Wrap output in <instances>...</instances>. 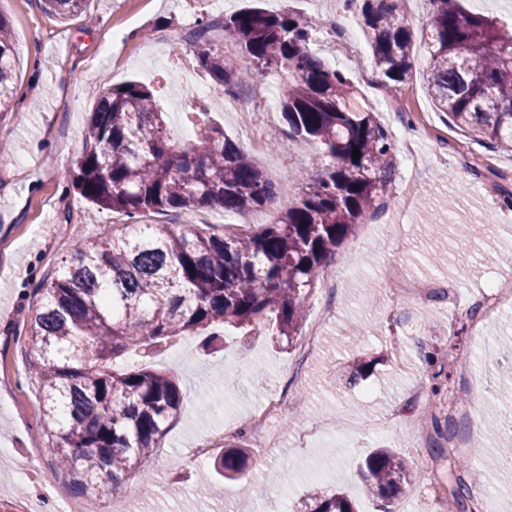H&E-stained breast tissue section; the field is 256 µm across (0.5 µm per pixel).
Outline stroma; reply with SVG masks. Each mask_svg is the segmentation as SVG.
I'll return each mask as SVG.
<instances>
[{
  "label": "stroma",
  "mask_w": 512,
  "mask_h": 512,
  "mask_svg": "<svg viewBox=\"0 0 512 512\" xmlns=\"http://www.w3.org/2000/svg\"><path fill=\"white\" fill-rule=\"evenodd\" d=\"M243 0H88L85 16L59 21L43 0H0L18 49L13 111L0 113V140L23 150L0 164V502L23 512H67L68 481L53 472L51 444L37 408L40 384L27 364L35 353L26 334L40 299L34 288L58 271L74 250L98 237L123 216L89 205L68 174L78 159L86 118L104 82L138 80L154 87L173 130L186 128L194 101L190 83L213 87L191 53L189 32L206 22V42L235 57L224 39V17ZM269 10L294 9L317 25L311 49L331 68L358 85L367 104L392 99L377 118L396 145L394 181L387 204L358 225L320 271L306 301L304 328L328 311L317 345L301 374L294 350L275 347L264 330L250 338L223 327L222 348L203 352L195 336L163 347L148 360L178 378L184 396L161 448L145 470L125 481L123 494L102 495L101 512L113 502L125 512H285L313 488H342L360 512H377L364 498L357 464L385 444L410 461L426 465L427 480L412 477L403 496L408 512H434V497L449 498V471L458 458L462 480L480 487L484 499L467 500L452 512H512V416L495 402L502 375L512 369V308L488 322L473 338L465 314L489 284H512V152L473 143L449 125L426 86L428 49L424 37L432 16L430 0H405L416 39L413 68L404 81L381 86L364 82L374 73L371 49L358 9L344 0H265ZM283 84L274 72L255 75L237 91L241 109L221 106L213 114L239 147L253 155L278 187L277 206L244 214L220 207L193 212L148 214L144 223L175 233L194 229L229 234L231 225L258 231L303 195L300 172L311 169L314 145L291 140L280 100ZM368 362L369 373L347 385L350 360ZM443 364L467 408L448 420L434 410L435 364ZM286 389L289 399L273 422L276 444L254 447L241 494L231 482L212 478L200 495L191 481L209 466L221 444L251 428L266 394ZM300 421L318 426L307 447L295 444ZM458 435L468 452L449 447ZM208 450L191 461L199 444ZM34 447L49 489L31 486L20 453ZM184 478V488H168ZM285 496H278V489Z\"/></svg>",
  "instance_id": "35a3bbf8"
}]
</instances>
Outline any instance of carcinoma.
<instances>
[{"mask_svg": "<svg viewBox=\"0 0 512 512\" xmlns=\"http://www.w3.org/2000/svg\"><path fill=\"white\" fill-rule=\"evenodd\" d=\"M61 18L84 0H44ZM402 0H360L376 72L392 82L411 69L413 34ZM427 90L452 126L481 145L512 150V29L465 11L461 0H431ZM314 24L294 11L247 6L224 16V35L252 60L242 72L202 42L197 66L226 94L259 71L287 74L280 102L288 137L319 145L308 190L260 231L228 238L190 230L174 234L137 223L143 212H187L219 206L243 213L272 204L275 185L224 127L209 119L212 101L195 104L194 136H172L152 90L126 81L108 84L85 126L73 185L89 203L131 220L75 249L71 261L42 285L44 297L28 327L39 352L30 362L42 400L38 412L57 465L75 494L95 512L101 489L123 491L127 476L160 447L182 407L176 380L146 366L114 370L129 351L141 357L176 337L228 326L246 334L268 324L277 344L292 345L316 277L356 225L382 207L395 172L387 131L343 72L310 49ZM16 44L0 14V112L12 110ZM360 157L353 159V150ZM247 431L224 444L216 474L237 480L252 451ZM409 462L375 448L359 463L367 497L393 512L410 484ZM293 512H356L342 491L314 492Z\"/></svg>", "mask_w": 512, "mask_h": 512, "instance_id": "carcinoma-1", "label": "carcinoma"}]
</instances>
